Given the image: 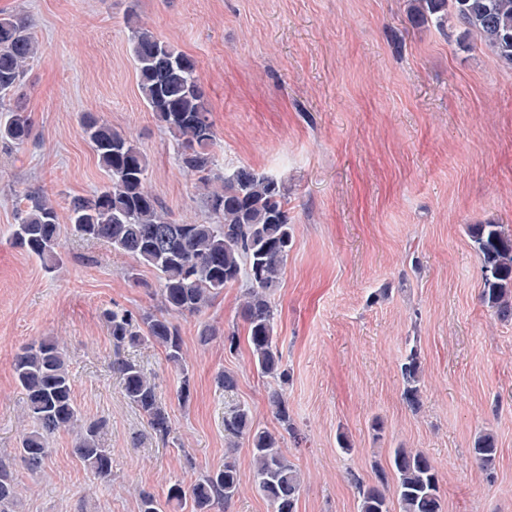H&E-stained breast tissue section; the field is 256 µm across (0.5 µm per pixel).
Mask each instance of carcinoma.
Returning <instances> with one entry per match:
<instances>
[{
    "instance_id": "carcinoma-1",
    "label": "carcinoma",
    "mask_w": 512,
    "mask_h": 512,
    "mask_svg": "<svg viewBox=\"0 0 512 512\" xmlns=\"http://www.w3.org/2000/svg\"><path fill=\"white\" fill-rule=\"evenodd\" d=\"M450 15L502 65L512 68V0H409L406 11L414 26L432 23L442 28ZM125 23L139 92L155 120L177 141L178 167L206 188L208 217L202 223L172 218L146 187L148 162L136 141L91 113L81 115L84 137L110 182L90 195L70 199V232L83 240L102 241L149 267L162 299L156 312L105 310L112 345L118 351L143 343L161 347L181 374L178 398L186 402L191 376L179 319L203 314L224 289L241 283L245 288L239 316L254 365L261 375L283 383L289 375L275 340L277 308L272 297L295 241L284 186L249 166L224 176L214 172L216 131L195 61L141 25L136 12H130ZM38 51L27 16L0 15V102L23 88ZM32 132L30 117L17 109L0 122V143L20 146ZM22 203L12 241L51 269L59 262L57 209L40 191L25 192ZM467 232L479 259L482 302L498 319L512 320V234L500 224H469ZM112 367L121 377L126 399L146 417L155 436L166 441L171 420L150 374L121 357ZM400 373L404 400L416 410L422 381L417 348L405 355ZM14 378L24 392L31 421L19 448L26 467L32 472L41 469L49 455V438L74 431V450L84 466L106 478L112 457L100 439L105 420H81L64 349L51 339L23 347L14 361ZM268 402L281 428L298 437L283 392L272 391ZM224 437L247 440L256 489L273 512H297L301 473L282 450L281 435L256 425L251 410L237 405L224 413ZM472 454L492 475L497 456L493 434L475 437ZM349 476L358 494V512H443L437 469L420 451L392 449L387 467L375 469L370 483L355 473ZM238 493L236 461L226 456L223 466L201 474L189 487L171 484L163 499L141 490L139 512H214L227 507ZM16 501L13 474L0 461V512H15Z\"/></svg>"
}]
</instances>
